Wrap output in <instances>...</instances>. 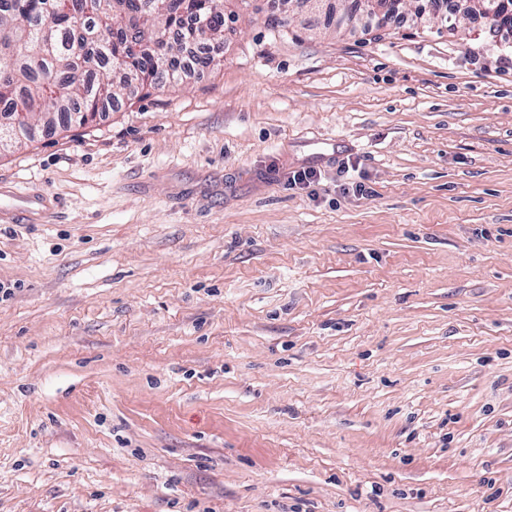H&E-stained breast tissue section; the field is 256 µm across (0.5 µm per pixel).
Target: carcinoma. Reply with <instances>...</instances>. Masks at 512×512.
<instances>
[{"label": "carcinoma", "mask_w": 512, "mask_h": 512, "mask_svg": "<svg viewBox=\"0 0 512 512\" xmlns=\"http://www.w3.org/2000/svg\"><path fill=\"white\" fill-rule=\"evenodd\" d=\"M224 0H0V131L30 142L85 126L106 101L163 92L183 45L224 39ZM136 28L114 42V27Z\"/></svg>", "instance_id": "carcinoma-1"}]
</instances>
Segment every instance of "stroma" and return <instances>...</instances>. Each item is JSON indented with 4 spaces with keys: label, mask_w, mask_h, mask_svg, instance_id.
<instances>
[{
    "label": "stroma",
    "mask_w": 512,
    "mask_h": 512,
    "mask_svg": "<svg viewBox=\"0 0 512 512\" xmlns=\"http://www.w3.org/2000/svg\"><path fill=\"white\" fill-rule=\"evenodd\" d=\"M273 7L0 154V512H512V40Z\"/></svg>",
    "instance_id": "1"
}]
</instances>
